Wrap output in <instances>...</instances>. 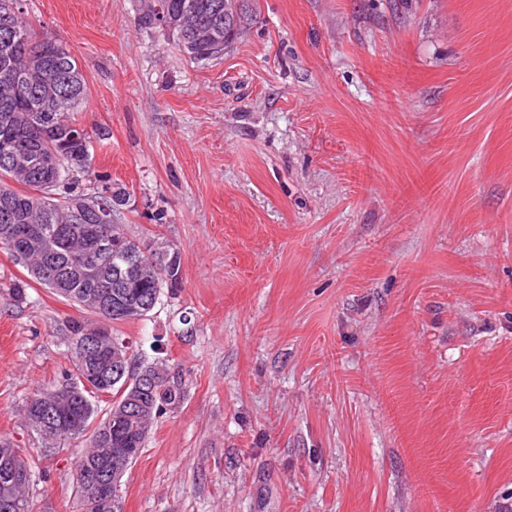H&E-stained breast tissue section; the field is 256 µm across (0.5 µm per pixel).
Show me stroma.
<instances>
[{
	"label": "stroma",
	"instance_id": "stroma-1",
	"mask_svg": "<svg viewBox=\"0 0 512 512\" xmlns=\"http://www.w3.org/2000/svg\"><path fill=\"white\" fill-rule=\"evenodd\" d=\"M191 61L137 0H25L75 56L92 148L182 283L119 324L181 380L123 512H512V0H249ZM0 249V437L36 512H78L73 439L22 413L75 306Z\"/></svg>",
	"mask_w": 512,
	"mask_h": 512
}]
</instances>
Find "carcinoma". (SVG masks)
<instances>
[{
	"label": "carcinoma",
	"instance_id": "obj_1",
	"mask_svg": "<svg viewBox=\"0 0 512 512\" xmlns=\"http://www.w3.org/2000/svg\"><path fill=\"white\" fill-rule=\"evenodd\" d=\"M164 13L168 31L175 44L189 58L203 63L216 58L210 40L203 33L214 24H221L226 35L225 47H230L243 34L249 20L248 0H144L139 13L140 26L156 29L157 13ZM87 98V85L78 62L64 44L45 36L38 38L24 17L21 0H0V139L7 136L12 150L25 160L22 167H6L0 162V225L40 224L52 230L58 225L71 224L69 197L77 194L76 182L70 177L69 161L82 168L89 161V137L77 140L68 138L76 126L71 114L78 111ZM60 153L64 160L63 185L47 190L42 185L44 162L51 155ZM126 192L116 187L106 188L92 199L96 206L121 204ZM73 225V224H71ZM71 252L47 253L41 247L24 252L15 260L23 264L31 277L43 284L45 275H53L58 266L83 263V254L76 251L83 237L81 225H73ZM107 230L118 235L130 248L148 246V253H139L142 259L140 287L136 289L144 303L159 302L163 291L181 286V281L171 280V275L181 272L179 249L154 236L137 240L129 236L118 220H113ZM110 274L99 271L98 280L89 281L77 274L54 294L64 301L79 306L93 318L72 319L67 332L73 353V367L65 373L64 384L74 387L86 374L80 357V341L85 326L97 322L100 312L96 301L101 289L107 287ZM125 376L135 382L142 374L152 376L156 389L140 398L141 426L126 423L123 432L113 434L109 423L119 402L108 406L97 425H92L97 412L96 402L103 397L114 398L118 387L99 385L91 392L80 391L78 413L82 426L76 434L60 432L44 434L42 438L51 445L68 439L88 436L89 449L75 461V496L80 512H101L95 500L87 495L81 476L109 464V458L130 456L134 462L146 448L152 423L181 405L185 399L182 384L169 380L156 366H143L130 357L124 363ZM31 470V464L21 454L20 448L7 438H0V471L3 466ZM27 485L13 486L0 475V503L12 502L9 512H34V503L26 494Z\"/></svg>",
	"mask_w": 512,
	"mask_h": 512
}]
</instances>
